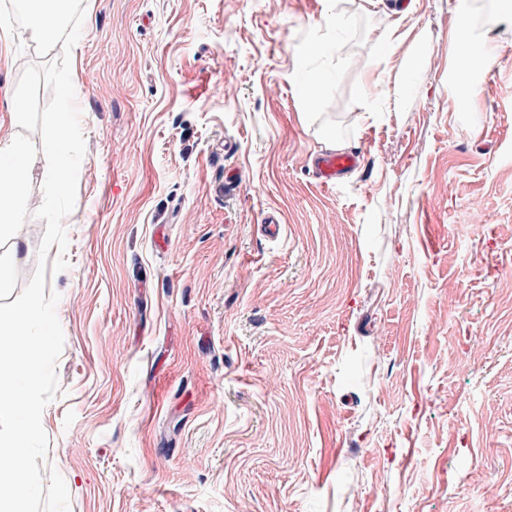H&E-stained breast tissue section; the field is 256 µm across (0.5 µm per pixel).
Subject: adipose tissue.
Instances as JSON below:
<instances>
[{
	"label": "adipose tissue",
	"instance_id": "1",
	"mask_svg": "<svg viewBox=\"0 0 512 512\" xmlns=\"http://www.w3.org/2000/svg\"><path fill=\"white\" fill-rule=\"evenodd\" d=\"M18 12L27 19L24 37L36 47L55 43L67 24L74 0H14ZM460 62L454 79L463 87L471 86L474 73L488 65L494 49L487 42H473L464 36L459 43ZM31 158L26 137L11 135L0 138V224H19L21 207L26 201L27 180Z\"/></svg>",
	"mask_w": 512,
	"mask_h": 512
}]
</instances>
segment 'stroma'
Here are the masks:
<instances>
[{
	"label": "stroma",
	"instance_id": "stroma-1",
	"mask_svg": "<svg viewBox=\"0 0 512 512\" xmlns=\"http://www.w3.org/2000/svg\"><path fill=\"white\" fill-rule=\"evenodd\" d=\"M82 4L39 464L70 512H512V21L475 23L473 109L459 15L493 0ZM334 139L361 165L327 188ZM462 32L464 33L463 39L459 43L458 56L461 58L456 67L454 79L455 82L463 87L470 88L469 104L474 105V97L471 94V84L473 74L488 65L494 58V48L485 41H480L475 50H472L474 42L469 32L470 19L466 15L461 16Z\"/></svg>",
	"mask_w": 512,
	"mask_h": 512
}]
</instances>
